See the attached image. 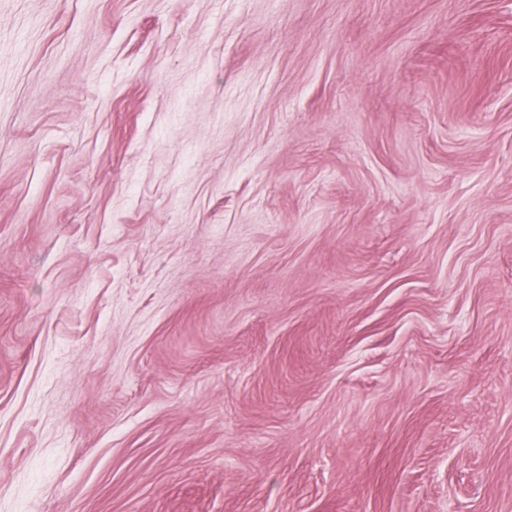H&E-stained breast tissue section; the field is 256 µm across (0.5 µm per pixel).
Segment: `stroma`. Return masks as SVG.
I'll return each mask as SVG.
<instances>
[{"instance_id": "obj_1", "label": "stroma", "mask_w": 512, "mask_h": 512, "mask_svg": "<svg viewBox=\"0 0 512 512\" xmlns=\"http://www.w3.org/2000/svg\"><path fill=\"white\" fill-rule=\"evenodd\" d=\"M0 512H512V0H0Z\"/></svg>"}]
</instances>
